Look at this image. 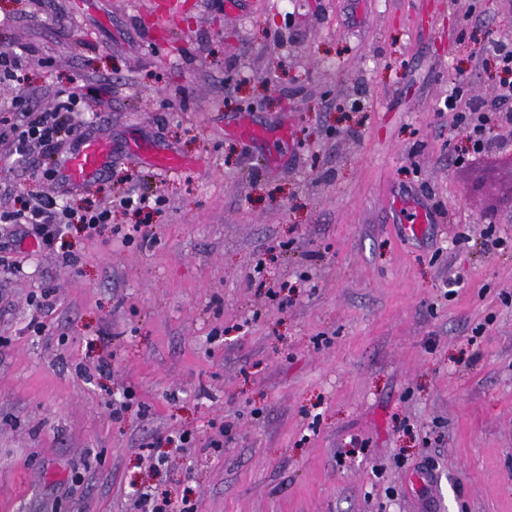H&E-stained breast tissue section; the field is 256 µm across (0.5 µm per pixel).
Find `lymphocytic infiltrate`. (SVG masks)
Returning a JSON list of instances; mask_svg holds the SVG:
<instances>
[{
	"label": "lymphocytic infiltrate",
	"instance_id": "lymphocytic-infiltrate-1",
	"mask_svg": "<svg viewBox=\"0 0 512 512\" xmlns=\"http://www.w3.org/2000/svg\"><path fill=\"white\" fill-rule=\"evenodd\" d=\"M492 57L502 77L490 95L474 98L464 108L460 105L462 91L456 87L445 102L454 114L452 128L465 135V153L475 166L495 151L486 135L488 125L503 119L512 122V43L505 40L494 43ZM29 64V57L0 51V83L15 90L9 104L0 105V149L8 156L24 158L39 148L55 154L56 160L50 167L29 165L28 187L15 191V207L1 211L0 222L13 225L16 234L32 239L37 247L60 255L63 265L73 269L79 257L65 240L71 227H79L90 236L97 235L111 223L112 211L91 203L77 212L43 191L44 183L56 181L61 175L63 162L57 157L60 148L82 142L80 117L88 104L84 94L76 91L57 95L49 107L26 95Z\"/></svg>",
	"mask_w": 512,
	"mask_h": 512
}]
</instances>
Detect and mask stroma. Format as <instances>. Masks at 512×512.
Returning <instances> with one entry per match:
<instances>
[{
  "mask_svg": "<svg viewBox=\"0 0 512 512\" xmlns=\"http://www.w3.org/2000/svg\"><path fill=\"white\" fill-rule=\"evenodd\" d=\"M496 38L512 0H0L29 88L101 86L84 130L111 158L64 201L112 210L69 233L74 269L0 223L25 259L0 270V512H134L142 491L512 512V250L485 248L512 210L459 165L444 106L495 85ZM242 113L266 139L231 133ZM134 191L162 213L121 206ZM403 194L438 209L422 240L392 219Z\"/></svg>",
  "mask_w": 512,
  "mask_h": 512,
  "instance_id": "35a3bbf8",
  "label": "stroma"
}]
</instances>
